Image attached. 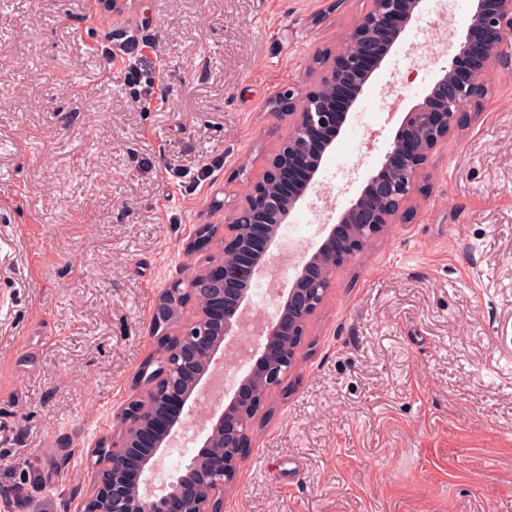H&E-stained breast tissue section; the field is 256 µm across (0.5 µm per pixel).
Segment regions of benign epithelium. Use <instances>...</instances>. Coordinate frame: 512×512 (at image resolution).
<instances>
[{
    "label": "benign epithelium",
    "instance_id": "7a95c632",
    "mask_svg": "<svg viewBox=\"0 0 512 512\" xmlns=\"http://www.w3.org/2000/svg\"><path fill=\"white\" fill-rule=\"evenodd\" d=\"M421 0H371L370 9L352 27L317 83L288 88L271 109L272 117L288 118L287 141L270 159L263 179L253 185L242 204L225 218L216 231L201 235L194 247L206 251L194 271L196 316L186 324L170 316L166 288L155 305L152 323L176 328L157 336L162 358L147 360L136 373L135 387L142 394L117 413L119 431L112 443L102 440L99 448L112 454L98 456V482L80 507V512H224V486L236 482L248 429L244 419L256 415L262 399L256 395L240 401L234 393L227 405L205 412L211 424L203 447L219 455V463L206 466L203 455L191 459L186 471H201L216 485L209 493L199 485L187 489L189 480L180 476L158 489L150 476L163 460L160 449L169 446L183 430L181 415L162 419L170 393L186 384L187 364L199 360L203 371L195 378L198 392L213 382L241 329V316L249 309V281L269 271L277 225L287 223L305 192L286 196L277 187L292 171L311 161L317 139L330 148L351 117L364 84L347 88V81L377 69L382 57L368 63V47L379 41L393 46L406 27L418 17ZM512 36V0H497L486 12L476 7L466 23L456 54L439 70L424 99L413 105L395 132L391 149L350 203L336 215L326 237L312 254H304L299 275L290 288L280 289L277 300L282 313L269 322L265 336L288 335L278 346L265 343L252 351L249 373L240 385L263 382L277 387L297 361L301 339L319 306L317 288L328 278L321 263L329 245L352 254L354 240L369 231L368 238L383 233L395 223L402 206L414 194L417 181L436 150L447 143L456 118L483 94L485 71L511 56L505 45Z\"/></svg>",
    "mask_w": 512,
    "mask_h": 512
}]
</instances>
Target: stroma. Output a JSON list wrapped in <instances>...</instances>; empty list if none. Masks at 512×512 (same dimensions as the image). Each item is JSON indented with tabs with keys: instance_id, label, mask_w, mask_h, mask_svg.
Instances as JSON below:
<instances>
[{
	"instance_id": "obj_1",
	"label": "stroma",
	"mask_w": 512,
	"mask_h": 512,
	"mask_svg": "<svg viewBox=\"0 0 512 512\" xmlns=\"http://www.w3.org/2000/svg\"><path fill=\"white\" fill-rule=\"evenodd\" d=\"M370 0H0V512H78L158 345L154 306L287 139L270 114ZM401 61L321 161L337 208L437 66ZM397 224L333 275L224 512H512V66ZM150 101L141 110L140 101Z\"/></svg>"
}]
</instances>
